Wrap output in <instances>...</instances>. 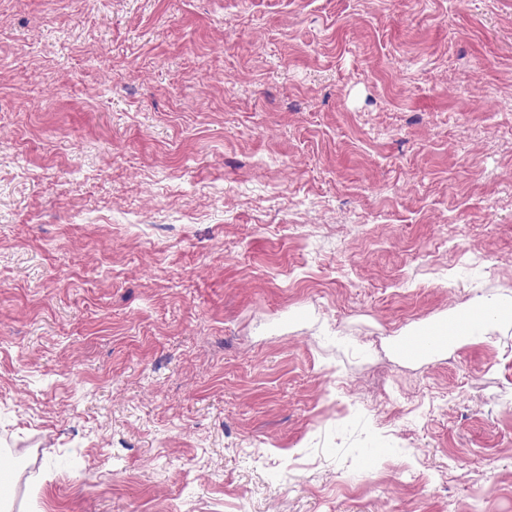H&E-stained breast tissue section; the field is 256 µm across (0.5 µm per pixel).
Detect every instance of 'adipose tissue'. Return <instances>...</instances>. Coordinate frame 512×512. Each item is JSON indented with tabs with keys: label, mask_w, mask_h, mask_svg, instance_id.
I'll list each match as a JSON object with an SVG mask.
<instances>
[{
	"label": "adipose tissue",
	"mask_w": 512,
	"mask_h": 512,
	"mask_svg": "<svg viewBox=\"0 0 512 512\" xmlns=\"http://www.w3.org/2000/svg\"><path fill=\"white\" fill-rule=\"evenodd\" d=\"M448 323L449 348L476 341H492L496 333L512 326V298L500 295L477 297L466 311H453Z\"/></svg>",
	"instance_id": "1"
}]
</instances>
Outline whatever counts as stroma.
Returning a JSON list of instances; mask_svg holds the SVG:
<instances>
[{
    "label": "stroma",
    "mask_w": 512,
    "mask_h": 512,
    "mask_svg": "<svg viewBox=\"0 0 512 512\" xmlns=\"http://www.w3.org/2000/svg\"><path fill=\"white\" fill-rule=\"evenodd\" d=\"M512 0H0L18 512H512ZM511 312V297L500 295H482L464 312L453 311L448 317V350L471 342L492 341L496 333L510 326Z\"/></svg>",
    "instance_id": "35a3bbf8"
}]
</instances>
